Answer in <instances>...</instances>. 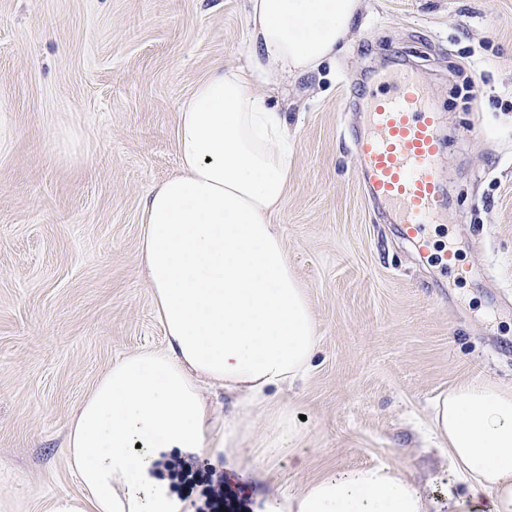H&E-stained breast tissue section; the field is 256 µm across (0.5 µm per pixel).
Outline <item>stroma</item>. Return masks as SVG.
I'll list each match as a JSON object with an SVG mask.
<instances>
[{"mask_svg": "<svg viewBox=\"0 0 512 512\" xmlns=\"http://www.w3.org/2000/svg\"><path fill=\"white\" fill-rule=\"evenodd\" d=\"M246 0H0V498L21 512L78 487L66 424L99 377L164 345L139 265L141 218L178 169L177 113L216 61L245 66ZM391 70L424 72L443 116L445 201L419 256L357 173L353 110ZM294 155L273 221L314 311L305 379L278 395L300 434L224 478V512L386 463L448 512L433 400L512 387V0H366L336 60L265 89ZM453 249L465 277L438 254Z\"/></svg>", "mask_w": 512, "mask_h": 512, "instance_id": "obj_1", "label": "stroma"}]
</instances>
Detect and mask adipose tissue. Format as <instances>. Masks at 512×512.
Instances as JSON below:
<instances>
[{"mask_svg":"<svg viewBox=\"0 0 512 512\" xmlns=\"http://www.w3.org/2000/svg\"><path fill=\"white\" fill-rule=\"evenodd\" d=\"M362 0H248L246 66L216 64L177 114L179 168L149 192L141 266L164 349L114 363L67 425L64 455L76 494L47 512H195L163 469L174 457L244 465L240 441L253 412L275 434L266 459L297 437L276 394L302 379L319 336L272 216L288 190L291 136L285 113L260 88L308 72L346 47ZM238 396L224 420L205 396ZM437 447L447 449L448 512H512V388L464 381L437 398ZM397 467L339 471L274 499L267 512H430Z\"/></svg>","mask_w":512,"mask_h":512,"instance_id":"obj_1","label":"adipose tissue"}]
</instances>
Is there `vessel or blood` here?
I'll return each instance as SVG.
<instances>
[{"label": "vessel or blood", "instance_id": "obj_1", "mask_svg": "<svg viewBox=\"0 0 512 512\" xmlns=\"http://www.w3.org/2000/svg\"><path fill=\"white\" fill-rule=\"evenodd\" d=\"M361 133L354 151L368 196L401 234L428 251L424 232L435 223L444 201L439 131L425 76L414 74L384 82L365 97L359 114Z\"/></svg>", "mask_w": 512, "mask_h": 512}]
</instances>
